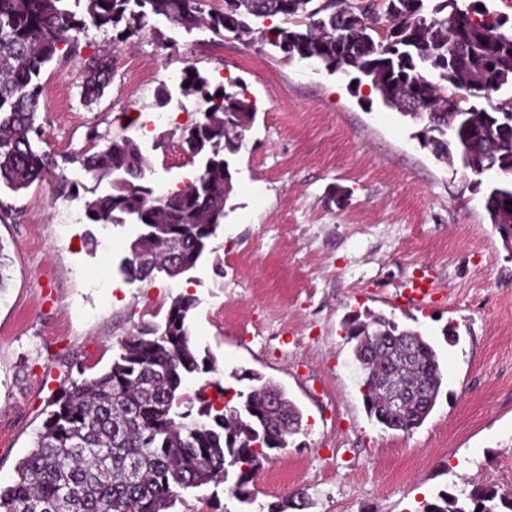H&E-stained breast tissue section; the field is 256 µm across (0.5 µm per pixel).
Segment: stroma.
Wrapping results in <instances>:
<instances>
[{
	"instance_id": "obj_1",
	"label": "stroma",
	"mask_w": 512,
	"mask_h": 512,
	"mask_svg": "<svg viewBox=\"0 0 512 512\" xmlns=\"http://www.w3.org/2000/svg\"><path fill=\"white\" fill-rule=\"evenodd\" d=\"M96 50L111 51L114 77L87 107L76 81ZM135 62L152 82L133 95ZM190 65L215 82L236 79L257 114L234 158L224 222L184 278L127 282L119 264L136 227L69 222L91 179L79 178L73 200L46 183L0 191L13 208L0 221V485L13 481L54 394L109 366L122 340L188 293L193 341L215 362L204 381L243 390L257 373L303 414L302 433L256 471L251 512L295 491L297 512H417L471 484L512 493V252L487 217L484 188L421 146L420 122L272 46L161 24L117 45L90 31L79 55L43 68L41 149L69 154L95 127L136 141L154 191L183 187L194 168L181 129L203 103L189 96L175 120L153 116L157 88ZM419 276L434 283L430 299L391 303ZM365 311L419 330L438 351L441 393L412 433L382 430L366 412L343 326Z\"/></svg>"
}]
</instances>
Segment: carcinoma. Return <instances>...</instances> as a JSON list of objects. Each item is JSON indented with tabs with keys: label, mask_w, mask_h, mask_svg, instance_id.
<instances>
[{
	"label": "carcinoma",
	"mask_w": 512,
	"mask_h": 512,
	"mask_svg": "<svg viewBox=\"0 0 512 512\" xmlns=\"http://www.w3.org/2000/svg\"><path fill=\"white\" fill-rule=\"evenodd\" d=\"M482 0H0V187L14 193L42 180L77 198L70 165L111 189L84 200L90 224H135L137 251L120 265L125 280L143 282L175 264L196 268L224 223L232 190V157L255 121V104L232 92L235 80L216 86L189 65L180 89L205 99L201 117L183 129L184 151L199 163L181 187L156 194L144 181L151 167L130 138L92 128L87 145L61 158L41 151L36 124L42 69L80 53L91 28L113 31L112 42L165 20L191 31L209 28L224 40L269 23L261 42L287 60L316 62L331 73L355 74L389 108L424 123L422 144L447 163L467 158L475 176L491 173L484 208L503 244L512 242V96L483 108L472 102L512 87V17L480 10ZM108 53L87 58L79 76L86 106L112 82ZM194 299L176 296L161 324L120 342L103 372L62 388L15 467L0 487V512H170L189 489L228 484L229 495L251 503L254 471L301 431L291 401L271 404L281 389L263 384L236 404L187 382L213 371L210 356L193 345L189 320ZM362 375L364 405L384 430L410 433L435 407L443 374L435 346L414 329L380 314L345 321ZM400 365L419 399L391 408L381 385L385 364ZM512 512V495L474 484L442 491L419 512Z\"/></svg>",
	"instance_id": "cac0c4a2"
}]
</instances>
